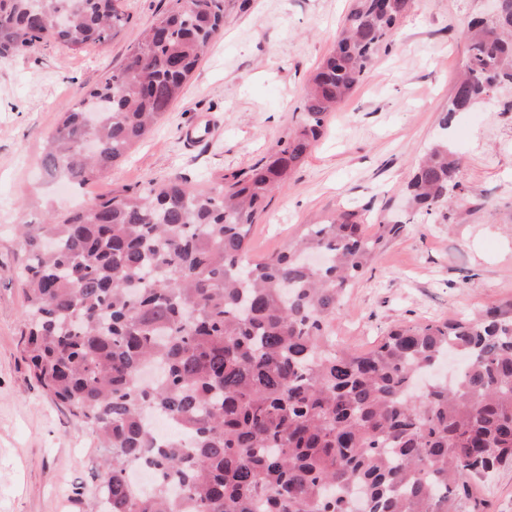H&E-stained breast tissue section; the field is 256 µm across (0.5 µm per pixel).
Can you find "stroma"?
<instances>
[{
    "label": "stroma",
    "instance_id": "1",
    "mask_svg": "<svg viewBox=\"0 0 512 512\" xmlns=\"http://www.w3.org/2000/svg\"><path fill=\"white\" fill-rule=\"evenodd\" d=\"M125 31L72 54L52 46L0 59V512H84L101 442L47 396L21 350L26 253L15 227L64 215L122 188L175 177L191 184L248 169L293 126L305 88L336 46L352 0H233L224 31L204 50L184 91L112 175L78 201L52 196L40 178L43 137L85 88L124 63L132 31L168 0H122ZM491 0H414L393 46L380 53L287 186L253 226L259 259L319 218L358 212L367 233L400 220L371 268L350 288L329 335L365 350L401 324L475 315L512 299V112L477 105L449 113L466 57L468 20ZM210 118L197 147L187 129ZM461 159L462 191L447 214H414L405 187L440 137Z\"/></svg>",
    "mask_w": 512,
    "mask_h": 512
}]
</instances>
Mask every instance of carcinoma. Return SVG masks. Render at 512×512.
Here are the masks:
<instances>
[{
  "label": "carcinoma",
  "mask_w": 512,
  "mask_h": 512,
  "mask_svg": "<svg viewBox=\"0 0 512 512\" xmlns=\"http://www.w3.org/2000/svg\"><path fill=\"white\" fill-rule=\"evenodd\" d=\"M229 0H173L138 31L125 63L46 134L41 168L79 186L107 178L181 96ZM464 30L448 112L512 90V0ZM412 0H354L269 158L198 188L122 189L21 229L22 352L53 400L84 418L104 454L98 512H480L471 482L512 466V300L480 317L401 325L366 352L327 325L397 220L367 237L358 215L306 225L293 245L250 256L269 195L284 187ZM127 24L120 0H0V57L78 52ZM460 159L442 140L407 185L427 215L451 205ZM464 369L413 397L448 353ZM156 366L148 383L141 373ZM166 418L158 446L145 424ZM141 464L147 492L130 481ZM182 488L174 500L172 487Z\"/></svg>",
  "instance_id": "obj_1"
}]
</instances>
